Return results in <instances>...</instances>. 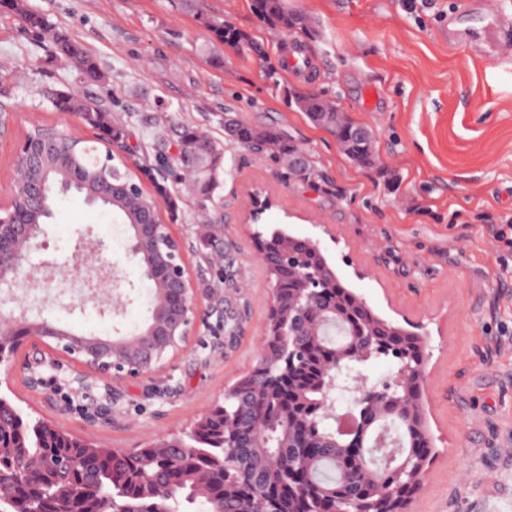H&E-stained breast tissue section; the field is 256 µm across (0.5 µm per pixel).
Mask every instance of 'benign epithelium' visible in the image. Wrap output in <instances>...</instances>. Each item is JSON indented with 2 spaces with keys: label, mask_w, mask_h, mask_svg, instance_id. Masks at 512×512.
I'll return each instance as SVG.
<instances>
[{
  "label": "benign epithelium",
  "mask_w": 512,
  "mask_h": 512,
  "mask_svg": "<svg viewBox=\"0 0 512 512\" xmlns=\"http://www.w3.org/2000/svg\"><path fill=\"white\" fill-rule=\"evenodd\" d=\"M366 128L336 118L334 135L339 143L358 142ZM71 155L70 136L59 130L52 137L22 138L17 145L15 159L25 170L40 169L49 158L67 159ZM28 207L42 212L48 208L47 181L43 178L29 179L23 184ZM276 202L260 191L251 195L247 223L266 224V213ZM130 251L146 266V278L156 288L160 304L152 307L146 325L132 336L116 338L89 336L79 337L73 333H62L45 321L37 323L38 329L48 334L34 337V350L55 358L62 355L80 367L76 380L88 386V380L104 383L106 395H117L122 384L143 376L160 373L178 352L187 346L189 337L199 319L202 301L186 267L182 241L176 237L168 224H159L152 217L128 225ZM44 231L30 223L28 213L17 211L12 206H0V291L12 294L14 278L32 268L31 254L38 246ZM288 264V278L296 288L288 294V314L277 315L281 302L278 287H273L271 310L276 312L263 328L264 340L280 338L288 340V350L281 352L264 365L263 386L288 394V422L303 424L321 437L319 421L333 411V390L349 392L353 403L361 407L360 421L346 428L336 429V434L345 441L354 462H359V449L365 446L367 419L378 420L397 413L402 408L415 409L419 422L415 454L399 458L388 474V488L374 501L370 495L355 492L336 498L335 506L322 512H407L410 499L426 476L430 464L432 435L425 424L421 403L424 354L414 355L407 343L397 336L377 338L369 323L358 318L350 319L337 306L336 297L321 273L311 269L304 261L303 253L290 248L282 255ZM31 335L32 327L18 320L14 312H0V362L7 358L6 347L13 345L14 338L21 334ZM340 335L330 348L327 359H316L315 350L301 347L289 337L305 336L319 345L324 338ZM393 360L394 375L380 383L366 384L359 376L349 386L336 381L335 369L347 362L365 364L373 359ZM318 361L321 373L317 392L321 399L307 404L298 398L295 385L312 361ZM311 409H306V406ZM224 412V447L241 448L243 444L235 426L242 414V402L236 388L226 393L224 404L213 407ZM294 498L299 505L297 512H310L308 498L312 492L309 485L292 483ZM69 492L74 499L87 504L94 501V487L86 482L73 483Z\"/></svg>",
  "instance_id": "7a95c632"
}]
</instances>
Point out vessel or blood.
Returning a JSON list of instances; mask_svg holds the SVG:
<instances>
[{
	"label": "vessel or blood",
	"instance_id": "vessel-or-blood-1",
	"mask_svg": "<svg viewBox=\"0 0 512 512\" xmlns=\"http://www.w3.org/2000/svg\"><path fill=\"white\" fill-rule=\"evenodd\" d=\"M448 23L478 30L475 52L481 58L501 63L512 61V42L504 37L505 31L512 29V15L493 0H465L449 14Z\"/></svg>",
	"mask_w": 512,
	"mask_h": 512
}]
</instances>
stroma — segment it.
Listing matches in <instances>:
<instances>
[{"label":"stroma","instance_id":"stroma-1","mask_svg":"<svg viewBox=\"0 0 512 512\" xmlns=\"http://www.w3.org/2000/svg\"><path fill=\"white\" fill-rule=\"evenodd\" d=\"M306 15L296 33L305 70L265 77L286 34L251 0H26L99 62L93 81L37 48L18 19H0V83L10 92L11 132L0 137V204L13 179L17 144L38 123L88 136L78 116L55 111L48 94L76 90L106 100L126 129L131 171L173 152L161 128L191 123L222 142L220 187L199 204L187 178L167 185L182 199L162 221L185 244L190 274L207 295L186 350L158 377L127 382L112 403L102 383L80 388L68 360L39 368L40 387L0 371V397L96 446L132 452L182 435L261 357L272 288L243 216L264 188L286 231L313 237L340 281L379 317L424 340V413L433 461L408 512H512V253L494 234L512 216V64L470 54L448 31L461 0H287ZM231 24L261 43L267 60L220 44L204 19ZM224 56L215 66L213 53ZM313 90L374 135L371 165L354 163L325 128L286 105L284 89ZM379 98L367 104V89ZM257 126L275 124L307 153L312 179L290 177L267 152L225 141L224 110ZM222 222L224 262L209 264L198 229ZM103 258L129 297L116 311L86 302L70 273ZM59 286L18 277L0 309L22 307L79 335L117 337L142 328L152 288L129 250L126 224L77 194L59 196L32 255Z\"/></svg>","mask_w":512,"mask_h":512}]
</instances>
